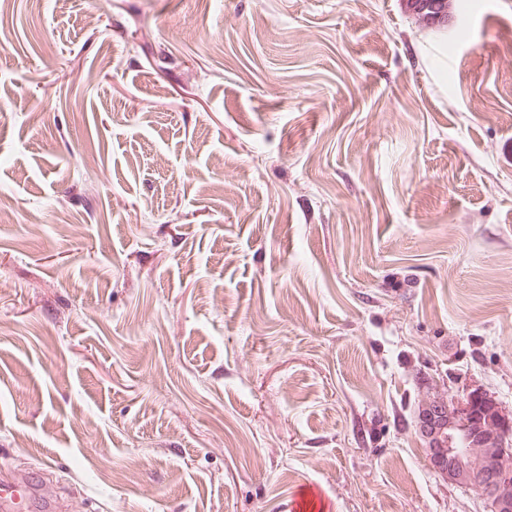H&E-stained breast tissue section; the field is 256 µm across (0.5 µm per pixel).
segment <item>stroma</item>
Masks as SVG:
<instances>
[{"label":"stroma","instance_id":"35a3bbf8","mask_svg":"<svg viewBox=\"0 0 512 512\" xmlns=\"http://www.w3.org/2000/svg\"><path fill=\"white\" fill-rule=\"evenodd\" d=\"M0 0V472L66 512H490L512 0ZM409 7L413 11L415 24L420 27H441L444 23L436 22L435 19L439 16L442 9H449V0H407ZM436 2L433 8L432 3ZM446 2V3H445ZM478 392L444 399L422 407L417 431L426 443L427 464L443 480L482 493L492 512H512L511 419L490 400L493 418L486 417V401L479 397L473 414L472 401ZM480 424V425H479ZM322 499L321 492L314 486H302L298 489L291 499L289 511L303 512L321 510Z\"/></svg>","mask_w":512,"mask_h":512}]
</instances>
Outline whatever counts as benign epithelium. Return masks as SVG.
Listing matches in <instances>:
<instances>
[{"mask_svg": "<svg viewBox=\"0 0 512 512\" xmlns=\"http://www.w3.org/2000/svg\"><path fill=\"white\" fill-rule=\"evenodd\" d=\"M479 393L422 407L417 431L426 443L427 464L443 480L482 493L491 512H512V419L496 401L491 419L472 425V401Z\"/></svg>", "mask_w": 512, "mask_h": 512, "instance_id": "benign-epithelium-1", "label": "benign epithelium"}]
</instances>
